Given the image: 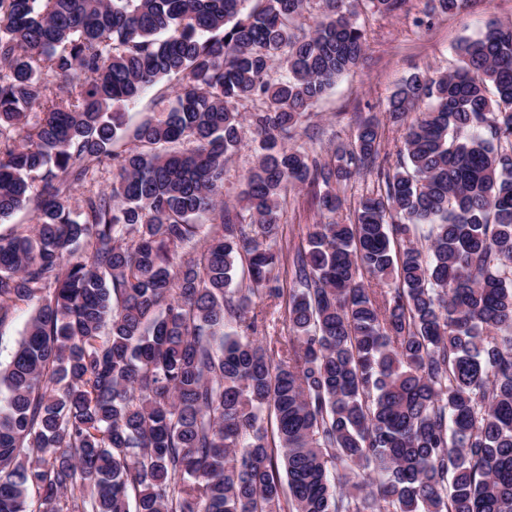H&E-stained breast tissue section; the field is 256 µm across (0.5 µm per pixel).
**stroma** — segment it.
<instances>
[{"label": "stroma", "mask_w": 512, "mask_h": 512, "mask_svg": "<svg viewBox=\"0 0 512 512\" xmlns=\"http://www.w3.org/2000/svg\"><path fill=\"white\" fill-rule=\"evenodd\" d=\"M492 20L512 21V0H471L469 8L454 15L432 11L430 0H407L403 11L395 16L360 8L359 21L367 32L365 56L307 111L291 140L292 146L329 156L337 146L353 142L360 117L373 115L382 128L377 163L395 166L403 148V129L389 119V96L411 73L454 69V46L477 36ZM178 87V81L172 79L147 91L129 110L128 126L159 118ZM315 194V188L307 186L292 190L282 202L276 238V247L283 256L278 272L282 288L292 285L293 246L304 243L309 225L321 220Z\"/></svg>", "instance_id": "35a3bbf8"}]
</instances>
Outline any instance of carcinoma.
Masks as SVG:
<instances>
[{"instance_id": "1", "label": "carcinoma", "mask_w": 512, "mask_h": 512, "mask_svg": "<svg viewBox=\"0 0 512 512\" xmlns=\"http://www.w3.org/2000/svg\"><path fill=\"white\" fill-rule=\"evenodd\" d=\"M362 1L406 2L322 0L300 34L310 0H0V220L34 217L0 234V323L37 302L0 368V512H512V22L403 80L390 172L371 117L328 160L284 145L364 55ZM172 76L168 111L115 150ZM107 163L111 191L71 208ZM373 168L355 222L295 250L291 336L259 337L281 199L321 186L334 213ZM178 88L179 82L172 79L162 81L147 91L139 103L128 111L126 120L130 130L132 131L143 122L159 118L160 114L165 112L168 102L173 99ZM254 143L233 154L224 168V201L236 203L244 188V178L256 163L258 151Z\"/></svg>"}]
</instances>
